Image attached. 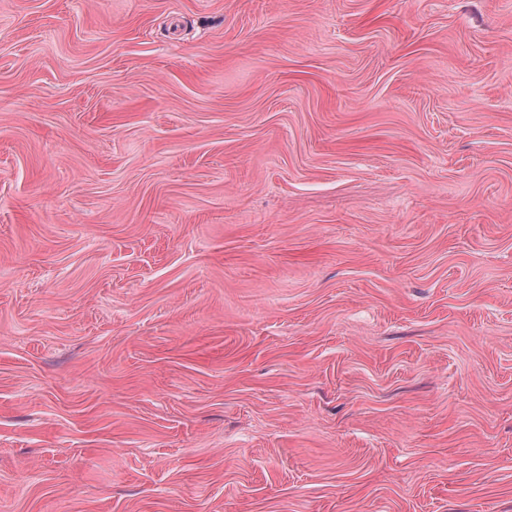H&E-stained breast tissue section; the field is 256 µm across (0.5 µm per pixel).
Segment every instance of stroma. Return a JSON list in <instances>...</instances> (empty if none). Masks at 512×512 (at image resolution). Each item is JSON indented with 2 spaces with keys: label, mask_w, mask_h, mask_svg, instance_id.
<instances>
[{
  "label": "stroma",
  "mask_w": 512,
  "mask_h": 512,
  "mask_svg": "<svg viewBox=\"0 0 512 512\" xmlns=\"http://www.w3.org/2000/svg\"><path fill=\"white\" fill-rule=\"evenodd\" d=\"M0 512H512V0H0Z\"/></svg>",
  "instance_id": "1"
}]
</instances>
